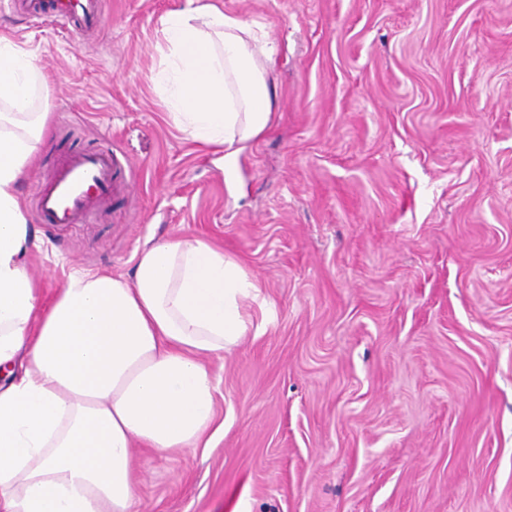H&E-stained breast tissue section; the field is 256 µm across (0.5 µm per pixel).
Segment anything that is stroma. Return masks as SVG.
Wrapping results in <instances>:
<instances>
[{
  "label": "stroma",
  "mask_w": 512,
  "mask_h": 512,
  "mask_svg": "<svg viewBox=\"0 0 512 512\" xmlns=\"http://www.w3.org/2000/svg\"><path fill=\"white\" fill-rule=\"evenodd\" d=\"M185 2L106 0L82 35L0 0L50 114L20 187L47 294L197 236L265 300L208 361L223 431L134 449V512H512V0H222L280 48L230 179L166 104L159 22ZM86 147L129 162L125 190L39 223L49 160Z\"/></svg>",
  "instance_id": "35a3bbf8"
}]
</instances>
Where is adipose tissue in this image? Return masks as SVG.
Wrapping results in <instances>:
<instances>
[{
  "label": "adipose tissue",
  "instance_id": "obj_1",
  "mask_svg": "<svg viewBox=\"0 0 512 512\" xmlns=\"http://www.w3.org/2000/svg\"><path fill=\"white\" fill-rule=\"evenodd\" d=\"M163 70L178 125L232 167L269 128L277 48L216 0L166 13ZM39 70L0 35V512H132L130 450L199 447L215 425L204 361L247 336L258 283L196 237L150 242L131 276L74 273L44 301L21 178L48 133L30 109Z\"/></svg>",
  "mask_w": 512,
  "mask_h": 512
}]
</instances>
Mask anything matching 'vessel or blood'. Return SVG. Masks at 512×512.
Segmentation results:
<instances>
[{"label": "vessel or blood", "mask_w": 512, "mask_h": 512, "mask_svg": "<svg viewBox=\"0 0 512 512\" xmlns=\"http://www.w3.org/2000/svg\"><path fill=\"white\" fill-rule=\"evenodd\" d=\"M18 10L85 33L104 29L110 17L101 0H18ZM111 151H65L35 188L37 213L45 224H85L111 200L115 185Z\"/></svg>", "instance_id": "b4317fda"}]
</instances>
